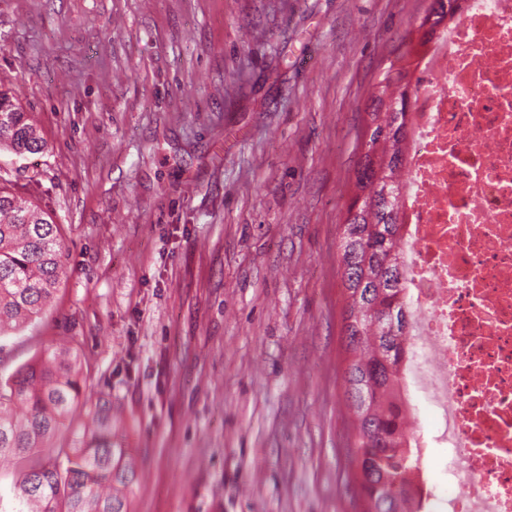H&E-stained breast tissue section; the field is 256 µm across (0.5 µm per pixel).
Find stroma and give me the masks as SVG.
Segmentation results:
<instances>
[{"label": "stroma", "mask_w": 512, "mask_h": 512, "mask_svg": "<svg viewBox=\"0 0 512 512\" xmlns=\"http://www.w3.org/2000/svg\"><path fill=\"white\" fill-rule=\"evenodd\" d=\"M431 0H0V87L47 146L0 185L67 275L0 376L75 338L131 512H362L339 226L379 72Z\"/></svg>", "instance_id": "35a3bbf8"}]
</instances>
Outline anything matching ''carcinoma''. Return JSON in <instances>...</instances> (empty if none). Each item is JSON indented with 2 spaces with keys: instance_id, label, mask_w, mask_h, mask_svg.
Here are the masks:
<instances>
[{
  "instance_id": "obj_1",
  "label": "carcinoma",
  "mask_w": 512,
  "mask_h": 512,
  "mask_svg": "<svg viewBox=\"0 0 512 512\" xmlns=\"http://www.w3.org/2000/svg\"><path fill=\"white\" fill-rule=\"evenodd\" d=\"M460 7L461 0H432L418 45L430 43ZM414 94L405 66L392 62L379 74L355 193L340 225L343 379L366 512L425 508L415 494L422 461L408 443L400 396L411 324L399 256V186ZM2 148L19 156L44 148L36 124L6 90H0ZM65 252L51 216L0 186V336L48 311L66 275ZM85 386L80 355L66 345L45 349L0 382V458L22 464L16 479L0 485V512H128L134 459L112 437V399L86 397Z\"/></svg>"
}]
</instances>
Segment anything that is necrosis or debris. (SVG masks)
<instances>
[{"label": "necrosis or debris", "mask_w": 512, "mask_h": 512, "mask_svg": "<svg viewBox=\"0 0 512 512\" xmlns=\"http://www.w3.org/2000/svg\"><path fill=\"white\" fill-rule=\"evenodd\" d=\"M400 193L408 387L448 512H512V0H464L423 58ZM407 399L418 405V410L408 408V426L411 432L429 434L435 429L436 410L423 399L411 394Z\"/></svg>", "instance_id": "necrosis-or-debris-1"}]
</instances>
